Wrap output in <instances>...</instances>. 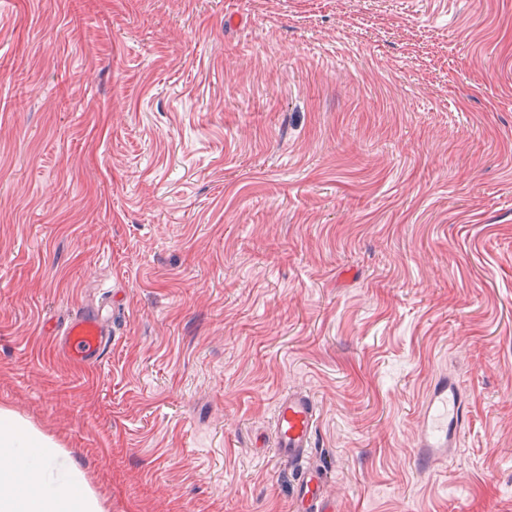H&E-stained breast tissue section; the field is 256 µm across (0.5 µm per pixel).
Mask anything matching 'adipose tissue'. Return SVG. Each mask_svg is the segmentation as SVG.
Segmentation results:
<instances>
[{
	"label": "adipose tissue",
	"instance_id": "ef3b65f1",
	"mask_svg": "<svg viewBox=\"0 0 512 512\" xmlns=\"http://www.w3.org/2000/svg\"><path fill=\"white\" fill-rule=\"evenodd\" d=\"M0 512H106L55 439L0 408Z\"/></svg>",
	"mask_w": 512,
	"mask_h": 512
}]
</instances>
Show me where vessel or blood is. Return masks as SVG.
I'll return each instance as SVG.
<instances>
[{
    "mask_svg": "<svg viewBox=\"0 0 512 512\" xmlns=\"http://www.w3.org/2000/svg\"><path fill=\"white\" fill-rule=\"evenodd\" d=\"M58 345L75 364L99 365L112 345V329L102 310L86 307L66 322ZM424 427L416 441V462L427 470L451 459L460 446L468 405L459 381L448 375L435 378L424 401ZM314 397L292 391L276 402L273 418V446L276 455L299 472L296 500L301 512H335L336 506L323 494V473L304 465L313 446L319 420Z\"/></svg>",
    "mask_w": 512,
    "mask_h": 512,
    "instance_id": "obj_1",
    "label": "vessel or blood"
}]
</instances>
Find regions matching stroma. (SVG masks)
Here are the masks:
<instances>
[{
	"mask_svg": "<svg viewBox=\"0 0 512 512\" xmlns=\"http://www.w3.org/2000/svg\"><path fill=\"white\" fill-rule=\"evenodd\" d=\"M293 390L336 512H512V0H0V407L106 512H296ZM58 345L75 364L94 367L103 361L112 345V327L100 308L86 307L68 319ZM424 427L416 441V462L428 470L451 459L460 446L468 405L459 381L448 375L435 378L424 401ZM319 408L306 391H292L276 402L272 446L275 454L299 473L296 486L297 512H335L336 505L323 494V473L303 466L313 448ZM302 510V511H300Z\"/></svg>",
	"mask_w": 512,
	"mask_h": 512,
	"instance_id": "1",
	"label": "stroma"
}]
</instances>
